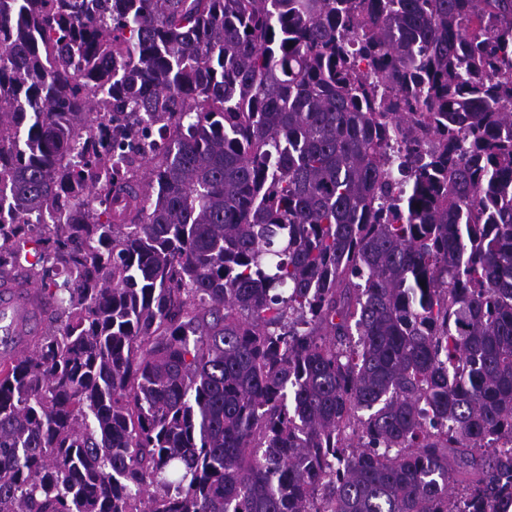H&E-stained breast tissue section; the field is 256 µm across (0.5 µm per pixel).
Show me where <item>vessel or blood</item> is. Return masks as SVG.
Returning a JSON list of instances; mask_svg holds the SVG:
<instances>
[{"label":"vessel or blood","instance_id":"1","mask_svg":"<svg viewBox=\"0 0 512 512\" xmlns=\"http://www.w3.org/2000/svg\"><path fill=\"white\" fill-rule=\"evenodd\" d=\"M46 305L37 288L0 287V357L13 359L28 351L31 338L44 330Z\"/></svg>","mask_w":512,"mask_h":512}]
</instances>
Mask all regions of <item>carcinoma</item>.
<instances>
[{"instance_id":"cac0c4a2","label":"carcinoma","mask_w":512,"mask_h":512,"mask_svg":"<svg viewBox=\"0 0 512 512\" xmlns=\"http://www.w3.org/2000/svg\"><path fill=\"white\" fill-rule=\"evenodd\" d=\"M8 201L0 512L512 507V0H0ZM46 298L33 286L15 287L5 283L0 289V355L15 359L25 354L33 336L45 327Z\"/></svg>"}]
</instances>
